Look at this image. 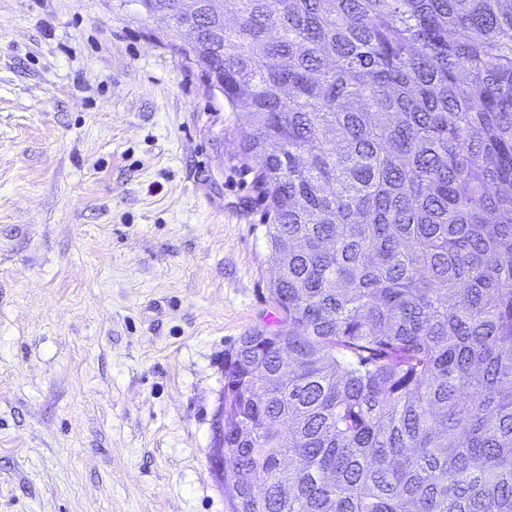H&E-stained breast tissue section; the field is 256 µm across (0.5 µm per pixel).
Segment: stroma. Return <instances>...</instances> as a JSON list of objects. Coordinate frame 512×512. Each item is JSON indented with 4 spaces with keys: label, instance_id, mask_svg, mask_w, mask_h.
<instances>
[{
    "label": "stroma",
    "instance_id": "35a3bbf8",
    "mask_svg": "<svg viewBox=\"0 0 512 512\" xmlns=\"http://www.w3.org/2000/svg\"><path fill=\"white\" fill-rule=\"evenodd\" d=\"M133 0H0V512H228L224 351L274 326L239 138Z\"/></svg>",
    "mask_w": 512,
    "mask_h": 512
}]
</instances>
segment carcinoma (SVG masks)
I'll return each mask as SVG.
<instances>
[{
  "mask_svg": "<svg viewBox=\"0 0 512 512\" xmlns=\"http://www.w3.org/2000/svg\"><path fill=\"white\" fill-rule=\"evenodd\" d=\"M278 267L224 350L229 512H512V0H155Z\"/></svg>",
  "mask_w": 512,
  "mask_h": 512,
  "instance_id": "1",
  "label": "carcinoma"
}]
</instances>
